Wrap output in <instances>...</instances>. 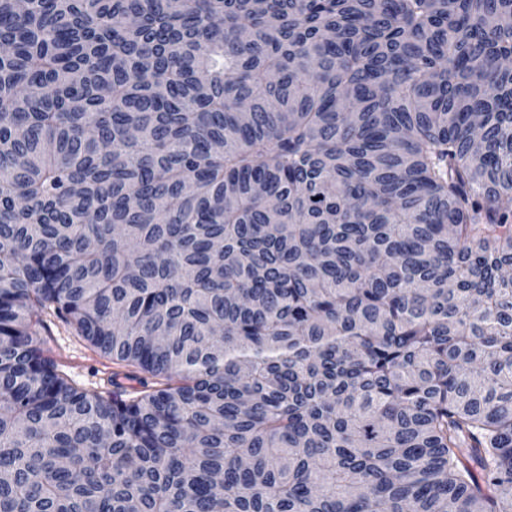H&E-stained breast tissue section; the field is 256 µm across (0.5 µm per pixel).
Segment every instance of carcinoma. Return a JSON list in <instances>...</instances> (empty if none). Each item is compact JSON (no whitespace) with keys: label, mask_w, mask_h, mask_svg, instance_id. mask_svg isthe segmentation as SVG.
I'll return each instance as SVG.
<instances>
[{"label":"carcinoma","mask_w":512,"mask_h":512,"mask_svg":"<svg viewBox=\"0 0 512 512\" xmlns=\"http://www.w3.org/2000/svg\"><path fill=\"white\" fill-rule=\"evenodd\" d=\"M509 267L512 0H0V512H512ZM41 335L49 355L81 387L112 392V372L116 368L110 358L102 356L52 315L44 317Z\"/></svg>","instance_id":"obj_1"}]
</instances>
